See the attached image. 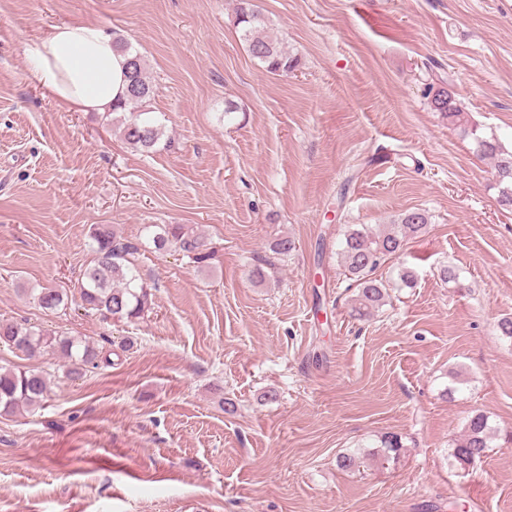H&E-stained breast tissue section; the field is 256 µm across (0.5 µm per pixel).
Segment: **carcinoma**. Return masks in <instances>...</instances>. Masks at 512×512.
<instances>
[{
  "label": "carcinoma",
  "instance_id": "obj_1",
  "mask_svg": "<svg viewBox=\"0 0 512 512\" xmlns=\"http://www.w3.org/2000/svg\"><path fill=\"white\" fill-rule=\"evenodd\" d=\"M236 22L250 55L267 71L285 74L293 71L298 60L282 43L268 33L269 20L253 12L252 0H237ZM116 48L127 56L126 90L112 112L122 113L119 131L124 141L140 152L152 151L161 141L162 127L146 112L153 85L144 58L121 42ZM433 110L456 126L464 125V116L448 90L440 87L432 96ZM472 137L477 155L493 161L499 185V203L512 205V151L495 138L478 133L475 125L463 129ZM430 216L424 210L401 214L398 221L383 228L362 227L348 231L340 243V256L345 273L353 280L357 292L351 313L357 319L374 315L389 297V282L375 277L376 270L388 259L402 253L409 240L424 233ZM158 249L173 247L192 262L203 264L210 259L205 242L184 224H155L150 230ZM91 248L95 260L83 272L77 290L85 308L108 317L132 321L140 318L152 303L151 293L137 275L134 255L137 246L117 235L109 224H96L90 229ZM39 302L45 309L55 310L68 304V295L55 288L44 287ZM0 343L22 352L50 350L68 362V373L81 376L101 362V352L87 342L55 334L36 326L0 323ZM49 392L47 378L34 371L0 368V411L14 413L20 409L35 410L42 406ZM491 428L482 413L471 416L450 457L462 469L482 458L489 448Z\"/></svg>",
  "mask_w": 512,
  "mask_h": 512
}]
</instances>
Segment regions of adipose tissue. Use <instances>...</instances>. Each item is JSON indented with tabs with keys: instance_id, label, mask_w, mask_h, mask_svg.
Here are the masks:
<instances>
[{
	"instance_id": "1",
	"label": "adipose tissue",
	"mask_w": 512,
	"mask_h": 512,
	"mask_svg": "<svg viewBox=\"0 0 512 512\" xmlns=\"http://www.w3.org/2000/svg\"><path fill=\"white\" fill-rule=\"evenodd\" d=\"M126 58L92 24L54 26L33 49L32 80L60 105L105 112L125 93Z\"/></svg>"
}]
</instances>
